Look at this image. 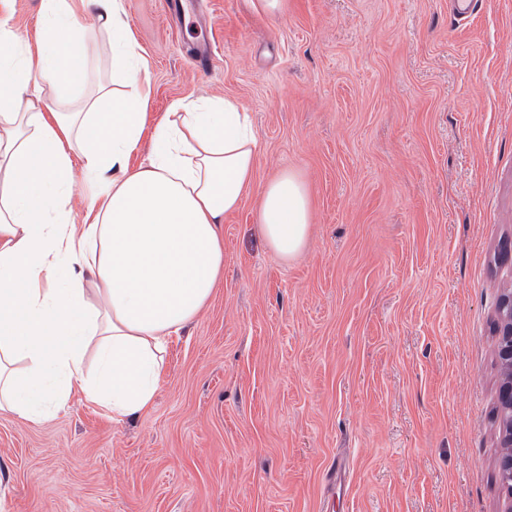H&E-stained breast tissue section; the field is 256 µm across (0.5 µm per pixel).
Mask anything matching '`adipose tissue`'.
Here are the masks:
<instances>
[{
	"instance_id": "obj_1",
	"label": "adipose tissue",
	"mask_w": 512,
	"mask_h": 512,
	"mask_svg": "<svg viewBox=\"0 0 512 512\" xmlns=\"http://www.w3.org/2000/svg\"><path fill=\"white\" fill-rule=\"evenodd\" d=\"M81 4L111 34L112 76L131 92L90 86L67 0H44L35 44L0 23V411L30 421L76 391L118 419L153 407L168 341L223 266L219 226L253 183L249 114L221 97L174 103L148 164L131 168L148 118L143 60L122 0ZM258 220L279 258L301 252L311 214L296 174L263 187Z\"/></svg>"
}]
</instances>
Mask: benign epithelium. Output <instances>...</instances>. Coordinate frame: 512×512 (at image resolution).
I'll return each mask as SVG.
<instances>
[{"label": "benign epithelium", "mask_w": 512, "mask_h": 512, "mask_svg": "<svg viewBox=\"0 0 512 512\" xmlns=\"http://www.w3.org/2000/svg\"><path fill=\"white\" fill-rule=\"evenodd\" d=\"M496 357L502 369L497 396L500 452L495 466L498 474L512 478V290L503 292L496 330Z\"/></svg>", "instance_id": "benign-epithelium-1"}]
</instances>
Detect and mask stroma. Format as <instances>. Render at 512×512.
Returning a JSON list of instances; mask_svg holds the SVG:
<instances>
[{"label": "stroma", "mask_w": 512, "mask_h": 512, "mask_svg": "<svg viewBox=\"0 0 512 512\" xmlns=\"http://www.w3.org/2000/svg\"><path fill=\"white\" fill-rule=\"evenodd\" d=\"M123 0L149 121L220 96L249 112L253 187L224 265L171 337L148 412L73 395L0 413V512H500L493 332L512 288V0L458 27L448 0ZM33 40L43 0H11ZM90 76L112 72L90 15ZM210 46L211 71L194 52ZM305 185L306 245L264 241L260 192Z\"/></svg>", "instance_id": "obj_1"}]
</instances>
